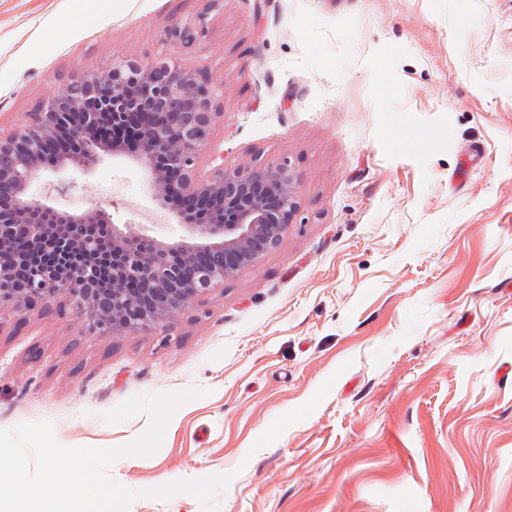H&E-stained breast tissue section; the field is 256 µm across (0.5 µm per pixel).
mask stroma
I'll list each match as a JSON object with an SVG mask.
<instances>
[{"mask_svg": "<svg viewBox=\"0 0 512 512\" xmlns=\"http://www.w3.org/2000/svg\"><path fill=\"white\" fill-rule=\"evenodd\" d=\"M254 5L0 0V131L77 75L164 56L220 90L201 170L286 160L299 203L276 248L169 328L1 311L0 429L48 420L62 445L116 449L148 417L107 412L200 387L155 453L111 466L129 512H203L149 492L223 474L218 512H512V0ZM30 193L182 234L125 155Z\"/></svg>", "mask_w": 512, "mask_h": 512, "instance_id": "obj_1", "label": "stroma"}]
</instances>
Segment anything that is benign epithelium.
I'll return each instance as SVG.
<instances>
[{"label":"benign epithelium","mask_w":512,"mask_h":512,"mask_svg":"<svg viewBox=\"0 0 512 512\" xmlns=\"http://www.w3.org/2000/svg\"><path fill=\"white\" fill-rule=\"evenodd\" d=\"M101 85L109 93H100ZM214 94L192 70L162 59L114 62L72 80L64 97L0 133V310L67 302L103 335L165 328L189 301L279 244L298 207L297 178L286 161L198 167ZM105 115L120 126L142 120L134 161L148 171L161 206L183 199L173 209L180 240H157L99 211L62 214L28 194L63 132L81 152L55 160L58 171L123 154L98 136ZM191 200L215 201L219 209L208 220H190Z\"/></svg>","instance_id":"1"}]
</instances>
